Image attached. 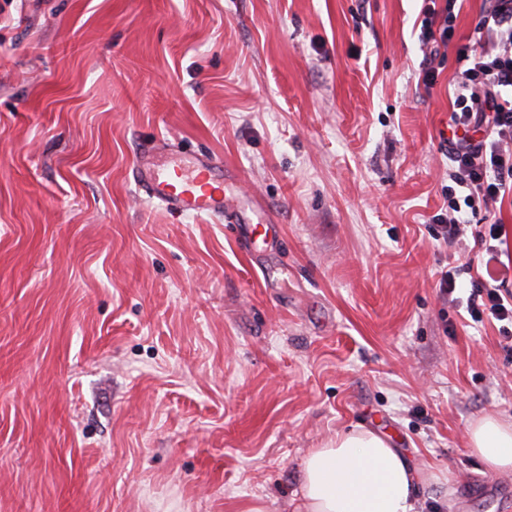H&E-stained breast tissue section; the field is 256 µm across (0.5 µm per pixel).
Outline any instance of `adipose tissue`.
<instances>
[{"label":"adipose tissue","instance_id":"obj_1","mask_svg":"<svg viewBox=\"0 0 512 512\" xmlns=\"http://www.w3.org/2000/svg\"><path fill=\"white\" fill-rule=\"evenodd\" d=\"M467 442L486 470L512 472V420L482 415L470 424ZM451 480L448 472L422 474L389 437L356 426L308 452L297 495L301 512H415L420 485Z\"/></svg>","mask_w":512,"mask_h":512}]
</instances>
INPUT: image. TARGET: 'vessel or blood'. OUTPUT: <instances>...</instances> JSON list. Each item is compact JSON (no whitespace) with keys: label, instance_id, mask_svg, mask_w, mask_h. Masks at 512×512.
Instances as JSON below:
<instances>
[{"label":"vessel or blood","instance_id":"1","mask_svg":"<svg viewBox=\"0 0 512 512\" xmlns=\"http://www.w3.org/2000/svg\"><path fill=\"white\" fill-rule=\"evenodd\" d=\"M220 162L206 154L176 155L162 164L142 160L133 176L148 197L181 216H215L229 206L217 173Z\"/></svg>","mask_w":512,"mask_h":512}]
</instances>
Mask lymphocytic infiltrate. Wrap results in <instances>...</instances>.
Returning <instances> with one entry per match:
<instances>
[{
	"mask_svg": "<svg viewBox=\"0 0 512 512\" xmlns=\"http://www.w3.org/2000/svg\"><path fill=\"white\" fill-rule=\"evenodd\" d=\"M422 2L419 38L435 55L454 37L456 0ZM485 2L479 26L457 48L461 67L446 139L451 184L443 191L447 205L434 220L440 238L451 244L461 240L471 215L484 213L490 224L477 234L475 261L442 272L439 288L453 295L460 276H469L468 314L477 323H497L503 349L512 353V264L498 257L502 226L493 219L498 201L512 193V0Z\"/></svg>",
	"mask_w": 512,
	"mask_h": 512,
	"instance_id": "lymphocytic-infiltrate-1",
	"label": "lymphocytic infiltrate"
}]
</instances>
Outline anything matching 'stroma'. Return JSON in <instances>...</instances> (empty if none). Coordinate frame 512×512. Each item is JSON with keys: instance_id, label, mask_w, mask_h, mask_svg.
<instances>
[{"instance_id": "obj_1", "label": "stroma", "mask_w": 512, "mask_h": 512, "mask_svg": "<svg viewBox=\"0 0 512 512\" xmlns=\"http://www.w3.org/2000/svg\"><path fill=\"white\" fill-rule=\"evenodd\" d=\"M457 5L427 90L421 0H0V512H295L358 424L452 473L417 512H512L467 446L512 358L437 288ZM149 149L267 238L171 217ZM222 165L206 154L176 155L158 165L142 160L134 179L146 195L181 216L222 215L229 210L224 182L217 178Z\"/></svg>"}]
</instances>
